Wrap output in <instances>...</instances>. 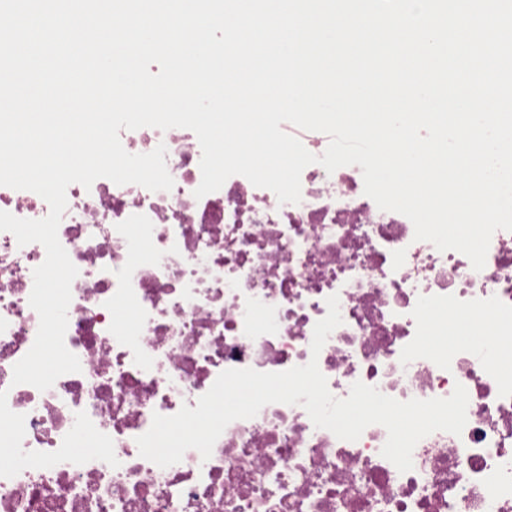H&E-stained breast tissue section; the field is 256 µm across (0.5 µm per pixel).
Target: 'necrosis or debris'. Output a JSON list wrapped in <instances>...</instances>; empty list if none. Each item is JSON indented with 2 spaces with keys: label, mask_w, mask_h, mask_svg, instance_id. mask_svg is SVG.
<instances>
[{
  "label": "necrosis or debris",
  "mask_w": 512,
  "mask_h": 512,
  "mask_svg": "<svg viewBox=\"0 0 512 512\" xmlns=\"http://www.w3.org/2000/svg\"><path fill=\"white\" fill-rule=\"evenodd\" d=\"M119 135L132 154L165 145L174 186L68 187L65 344L81 370L45 391L12 375L38 331L29 297L46 251L0 231V512H512V231L494 232L478 271L379 209L360 166H307L296 204L241 175L198 198L193 131ZM0 211L41 219L49 206L0 186ZM332 295L342 323L315 355ZM474 313L491 322L473 339L428 344L432 325ZM312 360L339 399L358 381L402 402L463 386L466 425L422 438L405 473L381 454L384 426L342 440L283 403L228 424L209 459L140 456L154 414L196 407L222 371Z\"/></svg>",
  "instance_id": "obj_1"
}]
</instances>
